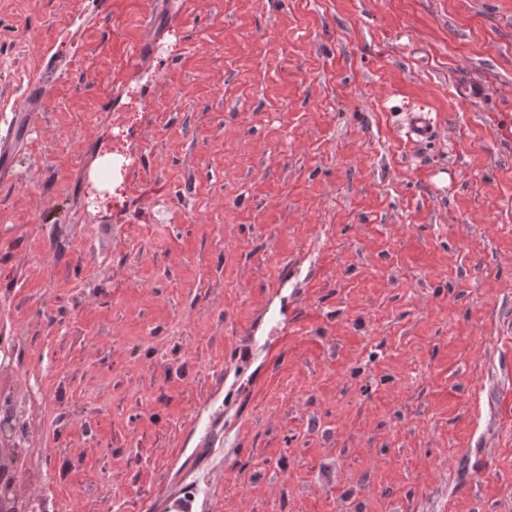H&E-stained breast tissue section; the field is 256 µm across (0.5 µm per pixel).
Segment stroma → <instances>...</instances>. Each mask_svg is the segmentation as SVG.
<instances>
[{
    "label": "stroma",
    "mask_w": 512,
    "mask_h": 512,
    "mask_svg": "<svg viewBox=\"0 0 512 512\" xmlns=\"http://www.w3.org/2000/svg\"><path fill=\"white\" fill-rule=\"evenodd\" d=\"M95 14L0 0V137L25 139L0 177L21 499L512 512V0ZM115 150L132 164L93 204ZM47 85L42 77L27 83L26 94L18 107L17 112H24L27 117L32 112H39L47 95Z\"/></svg>",
    "instance_id": "35a3bbf8"
}]
</instances>
